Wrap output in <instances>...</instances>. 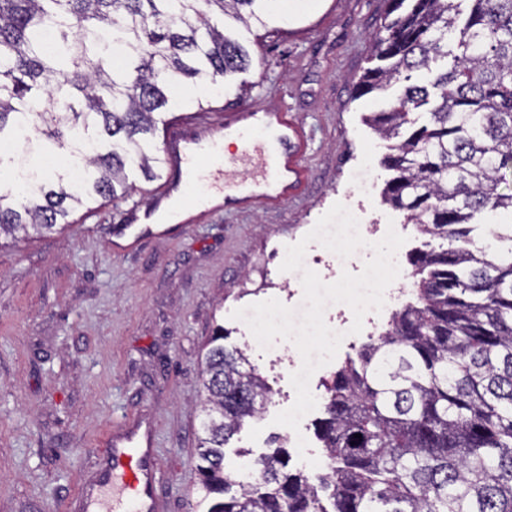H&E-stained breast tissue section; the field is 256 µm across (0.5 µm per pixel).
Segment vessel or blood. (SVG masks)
<instances>
[{"label":"vessel or blood","mask_w":512,"mask_h":512,"mask_svg":"<svg viewBox=\"0 0 512 512\" xmlns=\"http://www.w3.org/2000/svg\"><path fill=\"white\" fill-rule=\"evenodd\" d=\"M224 135L239 139L240 158L253 160L251 181L229 178L224 168L221 136L201 124H173L163 145L169 169L163 192L146 208L129 210L114 228V245H135L152 238L148 219L173 194L197 213L275 209L299 196L310 177L306 158L312 150L309 134L287 107L256 104L224 118ZM112 454L78 498L79 512H159L160 486L155 473L152 428L128 424L111 436Z\"/></svg>","instance_id":"obj_1"}]
</instances>
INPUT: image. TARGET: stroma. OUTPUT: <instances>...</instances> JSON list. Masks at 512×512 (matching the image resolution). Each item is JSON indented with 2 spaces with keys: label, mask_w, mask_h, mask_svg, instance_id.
Instances as JSON below:
<instances>
[{
  "label": "stroma",
  "mask_w": 512,
  "mask_h": 512,
  "mask_svg": "<svg viewBox=\"0 0 512 512\" xmlns=\"http://www.w3.org/2000/svg\"><path fill=\"white\" fill-rule=\"evenodd\" d=\"M383 0H274L253 29L250 68L212 99L211 119L259 102L288 106L311 130L312 176L298 201L243 216L204 214L179 232L117 252L112 229L159 195L163 180L133 174L135 192L75 214L63 234L0 246V512H75L77 495L110 454L123 422L155 432L160 512H190L198 487L196 434L203 417L201 359L214 324L226 348L245 351L272 388L258 420L224 448L226 468L250 470L288 427L297 349L253 343L234 310L271 298L302 310L300 273L282 277L284 246L300 241L334 203L365 208V223L405 224L399 265L422 239L381 201L391 173L386 143L364 122L394 92L353 99Z\"/></svg>",
  "instance_id": "stroma-1"
}]
</instances>
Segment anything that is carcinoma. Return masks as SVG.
Returning a JSON list of instances; mask_svg holds the SVG:
<instances>
[{
	"mask_svg": "<svg viewBox=\"0 0 512 512\" xmlns=\"http://www.w3.org/2000/svg\"><path fill=\"white\" fill-rule=\"evenodd\" d=\"M269 2L0 0V140L32 127L37 151L84 169L77 186L66 169L4 182L0 241L63 232L76 211L128 197L133 171L160 178L163 116L209 104L176 89L218 93L245 71L242 31L266 26ZM384 2L353 98L401 88L368 121L395 140L382 200L425 238L408 255L416 301L324 381L316 484L283 437L246 484L225 470L224 445L270 388L218 328L202 369L203 512H512V225L492 231L497 248L476 243L482 214L512 212V0H468L463 20L461 0ZM450 37L452 65L432 67Z\"/></svg>",
	"mask_w": 512,
	"mask_h": 512,
	"instance_id": "cac0c4a2",
	"label": "carcinoma"
}]
</instances>
